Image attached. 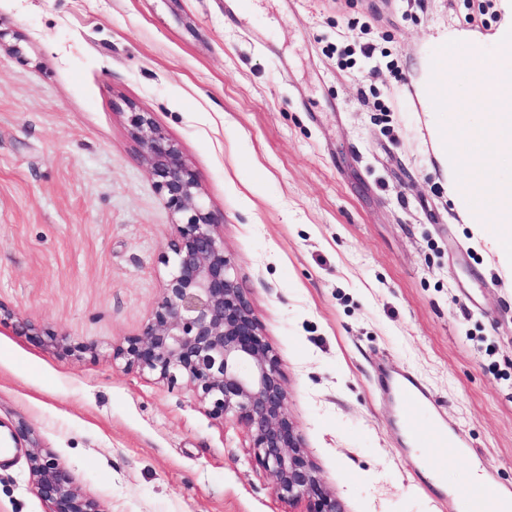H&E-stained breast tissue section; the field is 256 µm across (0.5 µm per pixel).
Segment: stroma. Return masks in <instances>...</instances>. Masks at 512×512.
Wrapping results in <instances>:
<instances>
[{"label":"stroma","mask_w":512,"mask_h":512,"mask_svg":"<svg viewBox=\"0 0 512 512\" xmlns=\"http://www.w3.org/2000/svg\"><path fill=\"white\" fill-rule=\"evenodd\" d=\"M0 0V303L74 345L0 329V433L24 426L101 512H291L246 431L189 386L113 361L164 284L175 215L126 110L176 141L278 355L287 410L346 512H456L477 463L512 488V276L474 235L419 88L512 68V0ZM378 52L365 58L359 45ZM409 371L468 447L433 490L380 371ZM27 451L0 512H51Z\"/></svg>","instance_id":"1"}]
</instances>
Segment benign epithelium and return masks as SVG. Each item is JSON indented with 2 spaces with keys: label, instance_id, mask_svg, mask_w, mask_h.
Here are the masks:
<instances>
[{
  "label": "benign epithelium",
  "instance_id": "benign-epithelium-1",
  "mask_svg": "<svg viewBox=\"0 0 512 512\" xmlns=\"http://www.w3.org/2000/svg\"><path fill=\"white\" fill-rule=\"evenodd\" d=\"M128 123L157 191L180 219L173 224V260L162 294L140 333L125 338L112 358L170 387L186 384L211 416L234 419L249 436L255 464L274 478L278 499L304 504L302 512H345L288 416L280 361L225 253L218 220L200 201L195 172L150 113L133 108ZM2 326L62 345L0 303ZM28 460L35 488L52 512H100L35 440L29 441Z\"/></svg>",
  "mask_w": 512,
  "mask_h": 512
}]
</instances>
